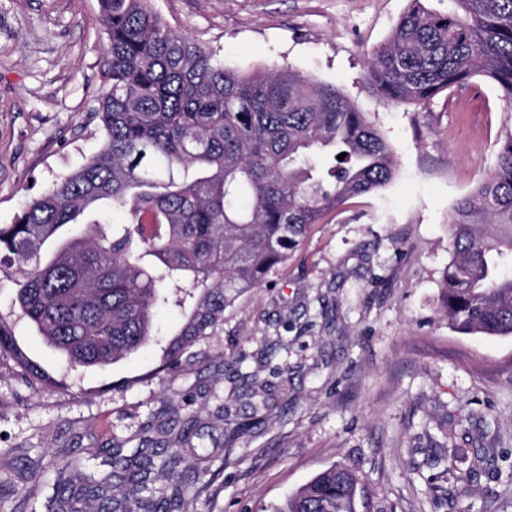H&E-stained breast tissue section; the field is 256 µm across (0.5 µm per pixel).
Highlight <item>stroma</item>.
Masks as SVG:
<instances>
[{"label": "stroma", "instance_id": "1", "mask_svg": "<svg viewBox=\"0 0 512 512\" xmlns=\"http://www.w3.org/2000/svg\"><path fill=\"white\" fill-rule=\"evenodd\" d=\"M410 0H151L168 26L242 71L287 64L343 94L384 134L396 179L313 225L171 369L156 340L106 369L67 367L17 320L30 358L75 392L30 390L0 360V512H46L59 461L109 472L153 413L195 411L208 475L184 512H274L336 464L361 477L357 512H512V335L462 334L441 307L448 214L493 168L512 104L475 79L426 105L370 89L367 59ZM99 0H0V225L101 146ZM470 474L460 491L445 468Z\"/></svg>", "mask_w": 512, "mask_h": 512}]
</instances>
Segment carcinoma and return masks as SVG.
Listing matches in <instances>:
<instances>
[{
	"instance_id": "obj_1",
	"label": "carcinoma",
	"mask_w": 512,
	"mask_h": 512,
	"mask_svg": "<svg viewBox=\"0 0 512 512\" xmlns=\"http://www.w3.org/2000/svg\"><path fill=\"white\" fill-rule=\"evenodd\" d=\"M434 12L411 0L368 58L384 98L424 105L480 77L512 102V0H453ZM109 90L103 145L0 226V272L23 264L14 309L0 312V359L35 391L69 390L19 347L12 317L27 322L75 366L103 368L152 342L153 309L189 310L162 347L160 368L224 322V311L288 262L310 227L396 174L392 147L336 86L289 66L252 72L172 30L150 0H100ZM492 171L453 204L454 256L442 305L463 334L512 335V126ZM345 154L344 159L337 156ZM115 210L126 224H109ZM155 447L122 455L95 480L77 460L59 469L51 512H181L203 478L179 469L199 418L161 421ZM359 477L333 466L276 512H356ZM119 487L128 492L117 496Z\"/></svg>"
}]
</instances>
